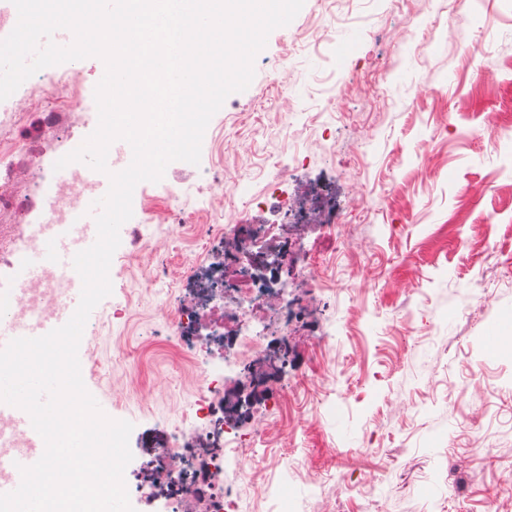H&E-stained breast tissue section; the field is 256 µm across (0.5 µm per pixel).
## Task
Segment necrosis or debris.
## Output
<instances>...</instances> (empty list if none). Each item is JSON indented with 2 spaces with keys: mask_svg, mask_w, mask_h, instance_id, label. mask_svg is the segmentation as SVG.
<instances>
[{
  "mask_svg": "<svg viewBox=\"0 0 512 512\" xmlns=\"http://www.w3.org/2000/svg\"><path fill=\"white\" fill-rule=\"evenodd\" d=\"M46 78L52 92L32 103L30 112L0 109L4 273L16 265L18 246L27 240L26 225L1 221L17 205L4 186L29 154L21 130L31 114L56 129L83 109L74 76L51 71ZM308 216V208L287 197L277 216L248 224L230 217L213 225L200 210L188 216V241L215 232L230 260L193 265L194 292L169 310L166 350L180 360L193 399L174 424L160 426L157 443H145L138 468L125 471L136 512H245L247 489L225 482L224 467L252 454L261 441L256 413H273L283 393L279 373L288 355L287 329L303 315L290 287L302 280L316 294L329 288L312 256L292 249L289 230ZM69 275L47 265L43 275L19 282L7 301L25 324H39L61 299Z\"/></svg>",
  "mask_w": 512,
  "mask_h": 512,
  "instance_id": "4bbe7bcc",
  "label": "necrosis or debris"
}]
</instances>
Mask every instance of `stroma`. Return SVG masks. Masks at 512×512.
Segmentation results:
<instances>
[{
    "instance_id": "1",
    "label": "stroma",
    "mask_w": 512,
    "mask_h": 512,
    "mask_svg": "<svg viewBox=\"0 0 512 512\" xmlns=\"http://www.w3.org/2000/svg\"><path fill=\"white\" fill-rule=\"evenodd\" d=\"M335 25L336 42L313 50L306 29ZM409 28L417 44L391 32ZM250 86L226 100L202 140L199 165L184 162L160 182H144L135 201L216 215L241 211L263 180L233 157L218 158L225 134L253 141L269 161L288 158L279 114L326 123L299 154L282 185L296 199L331 184L349 206V248L339 251L322 225L305 226L300 247L335 259L337 276L361 268L365 283L329 305L310 301L281 377L288 385L250 461L224 479L254 476L272 512H487L492 493L512 483V281L496 262H512V0H305L273 30L254 62ZM96 57L59 64L80 75L84 112L69 152L97 127ZM293 68L291 96L275 78ZM387 69L386 83L374 75ZM348 89L344 122L327 106L334 80ZM366 142L365 155L353 144ZM130 237L115 251L112 293L90 320L80 361L101 374L83 381L114 419L133 425L130 449L191 398L160 351L166 298L187 296L196 260L222 259L212 238L159 268L162 287L144 300L145 320L114 317L129 281ZM143 374L145 398L128 399L129 375Z\"/></svg>"
}]
</instances>
